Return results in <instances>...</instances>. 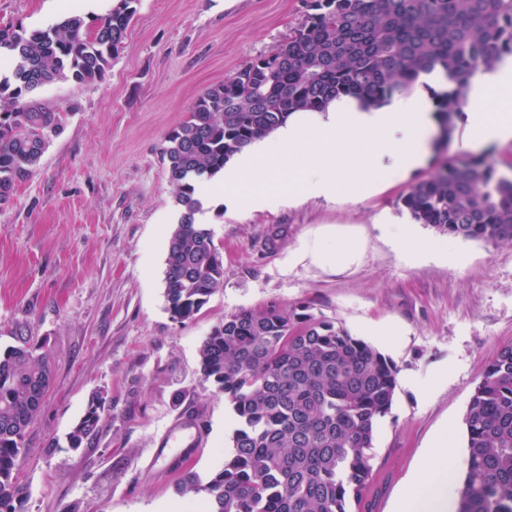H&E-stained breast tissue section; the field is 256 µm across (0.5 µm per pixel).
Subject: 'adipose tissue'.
<instances>
[{
    "label": "adipose tissue",
    "mask_w": 512,
    "mask_h": 512,
    "mask_svg": "<svg viewBox=\"0 0 512 512\" xmlns=\"http://www.w3.org/2000/svg\"><path fill=\"white\" fill-rule=\"evenodd\" d=\"M466 136L462 147L478 152L512 140V58L494 69L477 70L464 88ZM436 120L429 103L413 94H397L377 107L341 96L321 110L303 109L289 117L271 138L255 141L214 181L198 185L204 202L241 203L247 176L265 183L287 177L288 187L272 192L269 202L292 206L310 198L360 203L425 168L436 149ZM278 168H270L271 157ZM444 439L420 464L401 498L398 512H455Z\"/></svg>",
    "instance_id": "1"
}]
</instances>
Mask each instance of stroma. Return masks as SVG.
Returning <instances> with one entry per match:
<instances>
[{
	"instance_id": "35a3bbf8",
	"label": "stroma",
	"mask_w": 512,
	"mask_h": 512,
	"mask_svg": "<svg viewBox=\"0 0 512 512\" xmlns=\"http://www.w3.org/2000/svg\"><path fill=\"white\" fill-rule=\"evenodd\" d=\"M110 0H0V24L32 31L70 9L88 19ZM305 0H139L123 49L104 78L51 83L37 98L71 108L33 174L0 207V348L18 336L49 353L53 384L28 433L19 482L24 512H179L190 468L208 480L232 445L233 412L203 381L199 348L241 309L308 306L398 367L390 412L379 422L372 475L353 512H394L436 437L467 459L464 415L493 352L512 345V244L440 240L400 202L441 161L439 147L411 178L362 203L308 199L272 209L245 187V207H203L200 223L224 260V286L192 319L165 301L168 236L179 207L161 158L167 134L193 101L245 63L275 51L298 27ZM410 224L389 241L380 212ZM355 243L357 259L324 264L311 244ZM105 412L81 448L55 447L93 394ZM183 432L157 455L172 423Z\"/></svg>"
}]
</instances>
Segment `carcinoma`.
Instances as JSON below:
<instances>
[{
    "mask_svg": "<svg viewBox=\"0 0 512 512\" xmlns=\"http://www.w3.org/2000/svg\"><path fill=\"white\" fill-rule=\"evenodd\" d=\"M138 0H115L91 23L72 11L43 29L0 25V205L38 166L70 113L35 98L57 81L102 79L125 44ZM299 27L197 98L161 149L180 217L165 260L171 317L193 318L224 285L214 235L196 221V185L297 108L339 96L381 104L440 73L427 87L443 130L462 111L461 86L512 56V0H306ZM418 224L465 240L512 243V178L492 162L444 163L401 197ZM201 375L224 394L237 427L224 465L179 493L202 512H351L372 468L376 426L390 411L399 373L376 347L306 308L269 305L224 317L203 340ZM52 379L49 357L22 340L0 351V512H22L17 472ZM104 399L94 394L66 434L70 448L95 436ZM468 455L457 512H512V345L488 360L464 416Z\"/></svg>",
    "mask_w": 512,
    "mask_h": 512,
    "instance_id": "cac0c4a2",
    "label": "carcinoma"
}]
</instances>
